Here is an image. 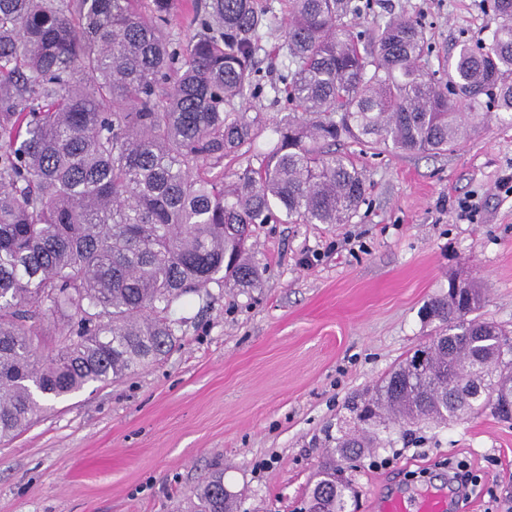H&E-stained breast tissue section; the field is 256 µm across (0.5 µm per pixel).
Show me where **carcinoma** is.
Listing matches in <instances>:
<instances>
[{"mask_svg": "<svg viewBox=\"0 0 512 512\" xmlns=\"http://www.w3.org/2000/svg\"><path fill=\"white\" fill-rule=\"evenodd\" d=\"M172 0H0V441L44 403L108 384L167 355L175 304L215 285L255 288L252 226L341 224L365 196L342 138L401 152L446 151L477 119L512 122V0H493L488 41L462 45L448 82L429 72L419 21L373 36L348 17L371 0H289L280 50L288 118L274 148L224 181V159L251 151L261 124L260 33L273 8L194 0L191 34L170 31ZM475 281L448 278L426 306L442 326L422 368L399 364L347 409L316 474L318 512H347L336 458L408 443L386 421L446 424L488 408L512 420V338L475 316ZM68 330L55 346L45 325ZM180 512H233L224 473Z\"/></svg>", "mask_w": 512, "mask_h": 512, "instance_id": "1", "label": "carcinoma"}]
</instances>
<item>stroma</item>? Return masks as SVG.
Masks as SVG:
<instances>
[{
    "instance_id": "obj_1",
    "label": "stroma",
    "mask_w": 512,
    "mask_h": 512,
    "mask_svg": "<svg viewBox=\"0 0 512 512\" xmlns=\"http://www.w3.org/2000/svg\"><path fill=\"white\" fill-rule=\"evenodd\" d=\"M391 17L422 22L442 81L460 45L494 25L489 0H373L351 22L368 32ZM279 42V29L264 31L267 88L250 102L265 121L258 153L283 115L271 89L285 66ZM335 149L366 178L349 221L255 225L258 287L185 296L168 355L53 403L0 444V512H174L219 471L238 512H304L346 401L435 336L422 309L449 276L480 283L481 317L512 331V194L499 186L512 175V124L485 118L439 153ZM464 197L468 217L456 209ZM457 462L479 492L454 512H512V421L487 409L365 454L350 510L375 512L394 482L411 495L447 484Z\"/></svg>"
}]
</instances>
